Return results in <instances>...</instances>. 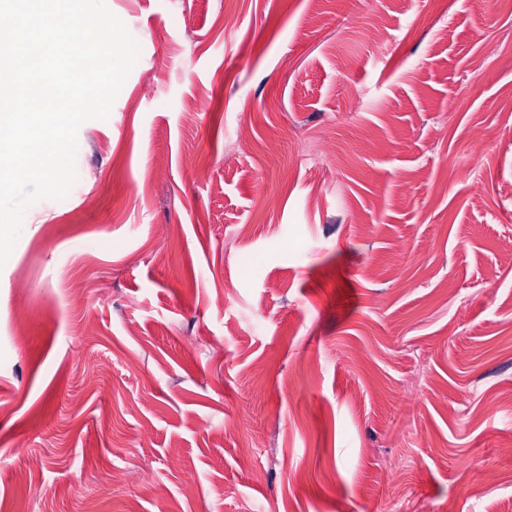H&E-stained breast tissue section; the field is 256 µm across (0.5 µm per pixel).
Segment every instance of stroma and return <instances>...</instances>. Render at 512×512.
I'll list each match as a JSON object with an SVG mask.
<instances>
[{"mask_svg":"<svg viewBox=\"0 0 512 512\" xmlns=\"http://www.w3.org/2000/svg\"><path fill=\"white\" fill-rule=\"evenodd\" d=\"M106 2L138 60L0 268V512H512V0Z\"/></svg>","mask_w":512,"mask_h":512,"instance_id":"35a3bbf8","label":"stroma"}]
</instances>
